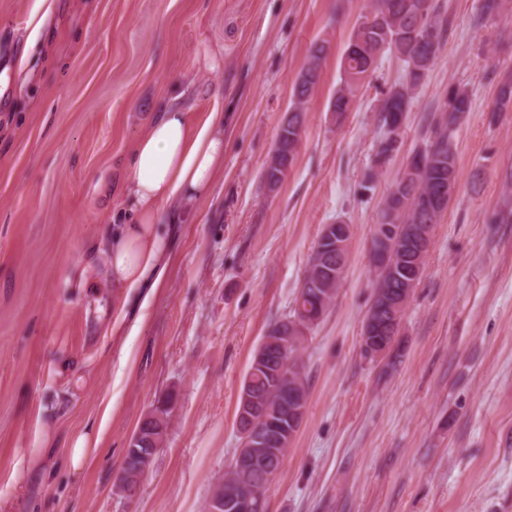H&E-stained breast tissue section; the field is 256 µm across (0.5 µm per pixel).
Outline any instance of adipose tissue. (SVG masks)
I'll use <instances>...</instances> for the list:
<instances>
[{
    "mask_svg": "<svg viewBox=\"0 0 512 512\" xmlns=\"http://www.w3.org/2000/svg\"><path fill=\"white\" fill-rule=\"evenodd\" d=\"M223 160V113L193 128L178 108L158 112L136 144L125 184L133 219L114 231L107 268L115 287L159 286L171 245L167 228L179 220L173 204L208 195Z\"/></svg>",
    "mask_w": 512,
    "mask_h": 512,
    "instance_id": "obj_1",
    "label": "adipose tissue"
}]
</instances>
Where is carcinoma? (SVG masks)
<instances>
[{"mask_svg":"<svg viewBox=\"0 0 512 512\" xmlns=\"http://www.w3.org/2000/svg\"><path fill=\"white\" fill-rule=\"evenodd\" d=\"M431 26L443 33L442 20L434 0H369L368 10L353 27L347 45L341 55L339 68L342 76L340 86L330 103V111L341 121L352 111L356 98L366 80L375 72L383 56L392 53L388 41H397L401 52L397 58L405 67L402 82L383 92L380 103V122L388 129L397 112H409L413 93L421 84L429 67L419 64L420 41L423 28ZM328 51L327 42L315 43L307 56L292 95L295 112L288 119V125L280 127L276 144L290 151H297L305 121L304 104L316 91L324 59ZM512 108V77L506 78L498 88L495 111L507 112ZM472 110V99L468 90L461 85H452L443 104L437 108L428 124L422 145L408 157V164L416 170V177L405 187L402 197L393 193L381 201L378 223L391 226L386 238L390 241L399 235L398 226L425 224L423 213L425 195L440 185L457 182V155L454 134ZM320 254L336 259V241L329 236L319 235L310 259ZM340 283H335L333 293L318 297L309 288L300 291L290 317L308 321V329L318 325L331 306ZM252 387L260 394L267 408L279 413L284 410L287 395L271 372L258 370L251 374ZM282 460H276L271 469L257 470L248 475V480L258 489L268 490L273 475L280 469Z\"/></svg>","mask_w":512,"mask_h":512,"instance_id":"carcinoma-1","label":"carcinoma"}]
</instances>
